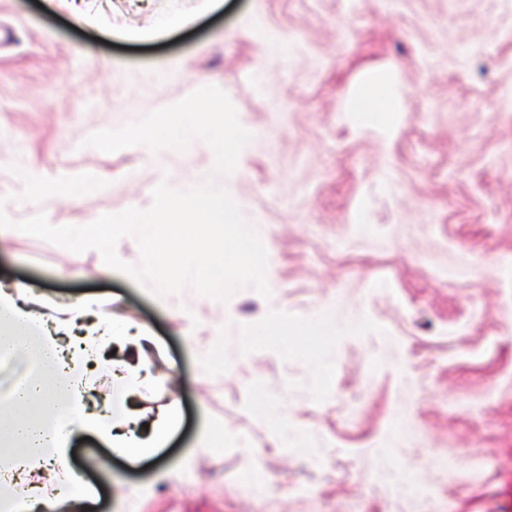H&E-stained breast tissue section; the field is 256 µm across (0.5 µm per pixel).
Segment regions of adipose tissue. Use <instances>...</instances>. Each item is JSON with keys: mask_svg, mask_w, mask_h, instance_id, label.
Segmentation results:
<instances>
[{"mask_svg": "<svg viewBox=\"0 0 512 512\" xmlns=\"http://www.w3.org/2000/svg\"><path fill=\"white\" fill-rule=\"evenodd\" d=\"M215 136L208 113L172 105L147 113L136 126L104 133L103 138L157 164ZM42 305L41 298L0 283V350L36 358L42 368L0 402V457L10 460L8 468L0 469V485L7 488L0 512H57L61 505L77 506L90 499L89 488L69 477L67 446L56 434L61 420L76 421L80 431L95 434L113 452L132 459L161 447L175 424L177 404L172 401L157 406L148 430H139L140 417L129 401L138 393L140 369L102 355L104 349L123 346L127 340L108 308L81 299L70 319L51 325L43 318ZM112 372L120 380V410L107 405L89 409L86 398L94 378ZM36 470L47 474L48 483L29 480V473Z\"/></svg>", "mask_w": 512, "mask_h": 512, "instance_id": "obj_1", "label": "adipose tissue"}]
</instances>
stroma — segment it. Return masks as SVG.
<instances>
[{"mask_svg": "<svg viewBox=\"0 0 512 512\" xmlns=\"http://www.w3.org/2000/svg\"><path fill=\"white\" fill-rule=\"evenodd\" d=\"M87 5L77 26L55 0H0V195L30 161L108 182L44 200L53 223L149 203L156 171L97 134L184 102L248 147L226 172L207 148L175 154L169 174L224 185L275 257L270 298L173 305L95 250H0V280L50 298V316L111 300L139 335L127 360L152 377L144 412L178 395L166 444L138 462L72 434L93 512H506L512 0ZM219 324L228 367L199 373L186 336ZM209 427L224 438L199 447Z\"/></svg>", "mask_w": 512, "mask_h": 512, "instance_id": "1", "label": "stroma"}]
</instances>
